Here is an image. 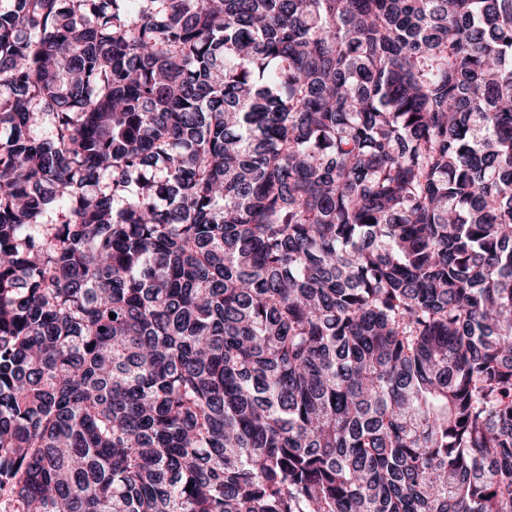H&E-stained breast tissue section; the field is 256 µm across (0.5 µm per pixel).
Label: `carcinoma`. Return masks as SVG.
Returning a JSON list of instances; mask_svg holds the SVG:
<instances>
[{
  "instance_id": "1",
  "label": "carcinoma",
  "mask_w": 512,
  "mask_h": 512,
  "mask_svg": "<svg viewBox=\"0 0 512 512\" xmlns=\"http://www.w3.org/2000/svg\"><path fill=\"white\" fill-rule=\"evenodd\" d=\"M0 512H512V0H8Z\"/></svg>"
}]
</instances>
